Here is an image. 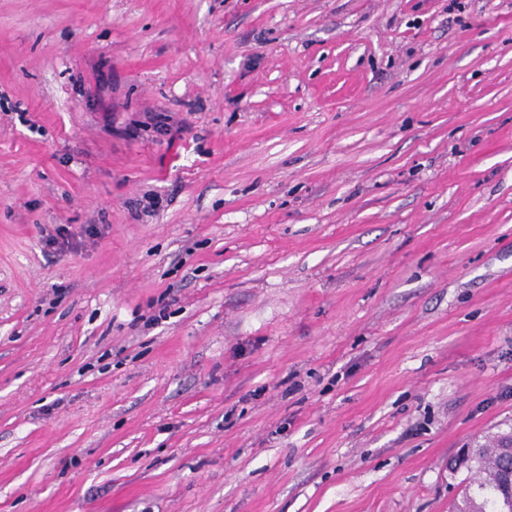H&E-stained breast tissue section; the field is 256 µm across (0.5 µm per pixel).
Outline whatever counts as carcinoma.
Instances as JSON below:
<instances>
[{
	"instance_id": "cac0c4a2",
	"label": "carcinoma",
	"mask_w": 512,
	"mask_h": 512,
	"mask_svg": "<svg viewBox=\"0 0 512 512\" xmlns=\"http://www.w3.org/2000/svg\"><path fill=\"white\" fill-rule=\"evenodd\" d=\"M512 441L506 436L496 439L492 447H483L473 462L459 467L457 461L450 469L469 473L467 483L457 502V512H512V502L504 492V484L512 475V456L503 454L501 447Z\"/></svg>"
}]
</instances>
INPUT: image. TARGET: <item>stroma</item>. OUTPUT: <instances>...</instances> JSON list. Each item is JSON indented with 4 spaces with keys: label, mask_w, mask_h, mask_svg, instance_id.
I'll return each mask as SVG.
<instances>
[{
    "label": "stroma",
    "mask_w": 512,
    "mask_h": 512,
    "mask_svg": "<svg viewBox=\"0 0 512 512\" xmlns=\"http://www.w3.org/2000/svg\"><path fill=\"white\" fill-rule=\"evenodd\" d=\"M510 431L512 0H0V512H450Z\"/></svg>",
    "instance_id": "35a3bbf8"
}]
</instances>
